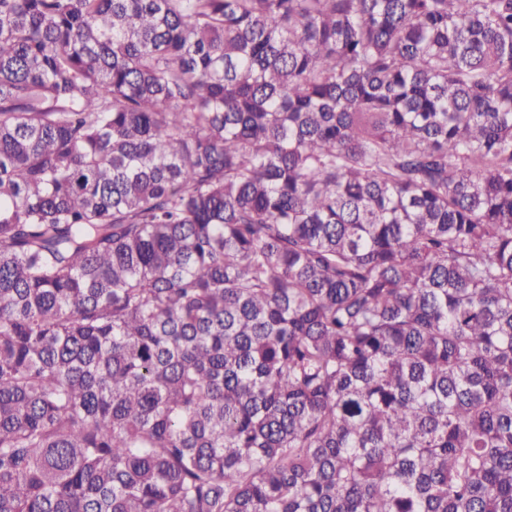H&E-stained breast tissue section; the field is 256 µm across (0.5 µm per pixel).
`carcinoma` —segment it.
<instances>
[{
    "instance_id": "cac0c4a2",
    "label": "carcinoma",
    "mask_w": 512,
    "mask_h": 512,
    "mask_svg": "<svg viewBox=\"0 0 512 512\" xmlns=\"http://www.w3.org/2000/svg\"><path fill=\"white\" fill-rule=\"evenodd\" d=\"M0 512H512V0H0Z\"/></svg>"
}]
</instances>
